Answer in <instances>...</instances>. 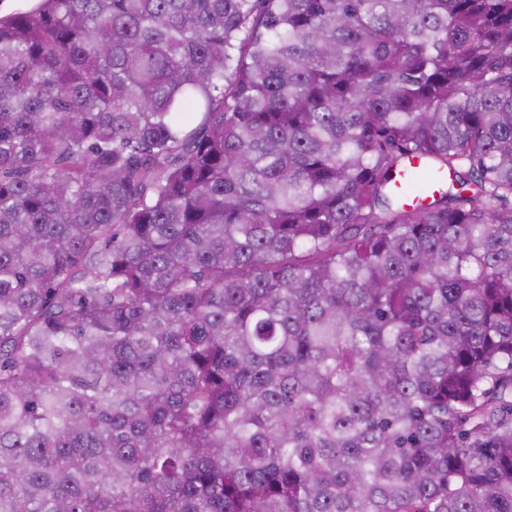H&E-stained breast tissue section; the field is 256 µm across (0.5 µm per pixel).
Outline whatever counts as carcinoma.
<instances>
[{"label": "carcinoma", "mask_w": 512, "mask_h": 512, "mask_svg": "<svg viewBox=\"0 0 512 512\" xmlns=\"http://www.w3.org/2000/svg\"><path fill=\"white\" fill-rule=\"evenodd\" d=\"M0 512H512V0L1 17Z\"/></svg>", "instance_id": "1"}]
</instances>
